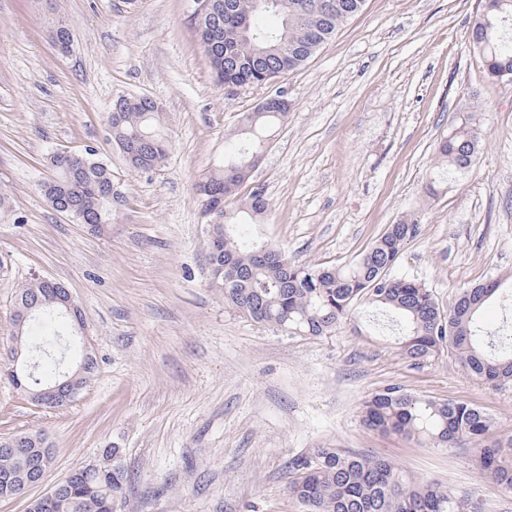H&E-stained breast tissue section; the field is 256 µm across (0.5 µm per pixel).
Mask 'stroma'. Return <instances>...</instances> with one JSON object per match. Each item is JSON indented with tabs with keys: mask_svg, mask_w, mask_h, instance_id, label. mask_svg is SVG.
Masks as SVG:
<instances>
[{
	"mask_svg": "<svg viewBox=\"0 0 512 512\" xmlns=\"http://www.w3.org/2000/svg\"><path fill=\"white\" fill-rule=\"evenodd\" d=\"M478 0H366L301 68L229 98L190 23L192 0H0V367L13 299L33 277L61 282L85 316L97 369L69 405L34 406L0 379V437L40 433L43 484L103 463L130 484L117 512H294L289 460L329 444L389 458L414 476L512 512L469 444L421 448L366 429L361 402L390 384L472 402L512 433V384L471 378L450 354L411 365L364 305L304 338L254 322L208 283L207 215L195 191L222 167L243 113L286 91L290 109L253 172L270 208L242 235L315 265L352 261L388 224L420 223L392 273L452 289L512 273V84L483 77L469 38ZM63 16L69 52L50 26ZM120 96L161 106L172 143L152 171L127 166L108 115ZM484 112L475 165L427 198L443 133ZM94 150L125 193L104 231L55 211L39 186L60 151Z\"/></svg>",
	"mask_w": 512,
	"mask_h": 512,
	"instance_id": "obj_1",
	"label": "stroma"
}]
</instances>
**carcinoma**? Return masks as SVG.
Instances as JSON below:
<instances>
[{
    "label": "carcinoma",
    "mask_w": 512,
    "mask_h": 512,
    "mask_svg": "<svg viewBox=\"0 0 512 512\" xmlns=\"http://www.w3.org/2000/svg\"><path fill=\"white\" fill-rule=\"evenodd\" d=\"M234 11L224 15L222 49H209L211 10L192 13L196 29L217 83L227 97L234 89L262 86L265 67L280 65V75L300 68L345 22L358 14L365 0H331L333 9L316 12L313 0H232ZM275 13L280 24L265 17ZM471 44L483 60L484 77L512 83V0H479L471 28ZM118 120L108 116L112 144L117 150L137 146L138 163L130 168L151 171L166 159L170 142L160 132V107L139 97H119ZM288 120V107L257 105L245 112L238 129L240 147L224 168L198 182L204 211L211 216L210 240L219 250L209 252L210 286L225 303L257 323L291 336L320 337L346 319L353 306L364 303L388 309L399 319L394 344L412 365L448 352L473 378L484 384L512 382V325L493 328L481 320L486 303L506 291L509 277L491 276L471 288H456L448 305L417 279L395 277L391 269L420 224L404 218L388 225L374 242L344 265L320 266L296 261L275 246H257L233 229L262 217L268 210L264 191L250 183L256 163L271 136ZM475 113L461 115L435 147V168L425 193L433 198L475 161L480 142ZM54 176L40 184L52 206L66 204L80 224L109 223L122 206L123 190L109 189L112 169L91 157L70 168L50 158ZM65 287L33 279L16 290L14 340L24 346L32 331L51 348L55 321L66 315L58 299ZM369 429L395 434L425 448H453L462 441L476 449L480 470L512 494V434H494L492 418L480 406L454 399L436 400L389 385L373 393L360 407ZM111 462L71 472L51 512H108L110 499H119L128 485L125 469ZM23 465L21 457L0 446V475ZM288 498L296 512H481L476 500L438 482L417 479L387 458L344 451L327 444L294 456L288 463Z\"/></svg>",
    "instance_id": "obj_1"
}]
</instances>
